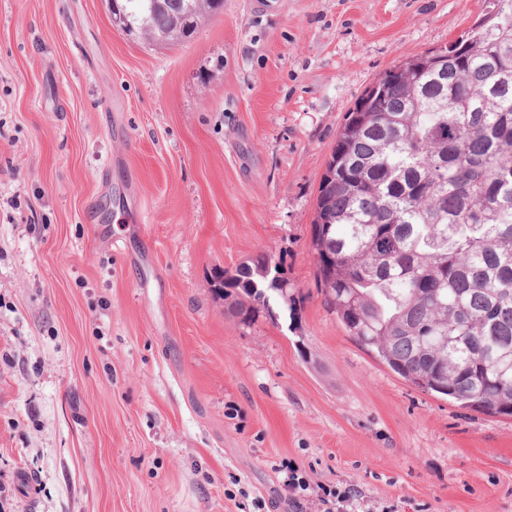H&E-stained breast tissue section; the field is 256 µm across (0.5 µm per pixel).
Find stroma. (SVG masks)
I'll use <instances>...</instances> for the list:
<instances>
[{
  "instance_id": "1",
  "label": "stroma",
  "mask_w": 512,
  "mask_h": 512,
  "mask_svg": "<svg viewBox=\"0 0 512 512\" xmlns=\"http://www.w3.org/2000/svg\"><path fill=\"white\" fill-rule=\"evenodd\" d=\"M485 0H224L184 43L0 0V512H289L281 462L395 512H512V418L424 393L328 312L346 112ZM283 257L241 321L224 270Z\"/></svg>"
}]
</instances>
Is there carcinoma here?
<instances>
[{"label": "carcinoma", "mask_w": 512, "mask_h": 512, "mask_svg": "<svg viewBox=\"0 0 512 512\" xmlns=\"http://www.w3.org/2000/svg\"><path fill=\"white\" fill-rule=\"evenodd\" d=\"M132 31L190 40L211 0H122ZM436 66L363 91L322 177L311 248L324 306L417 389L512 417V0H493ZM262 253L224 272L223 297L251 319L288 299Z\"/></svg>", "instance_id": "obj_1"}]
</instances>
